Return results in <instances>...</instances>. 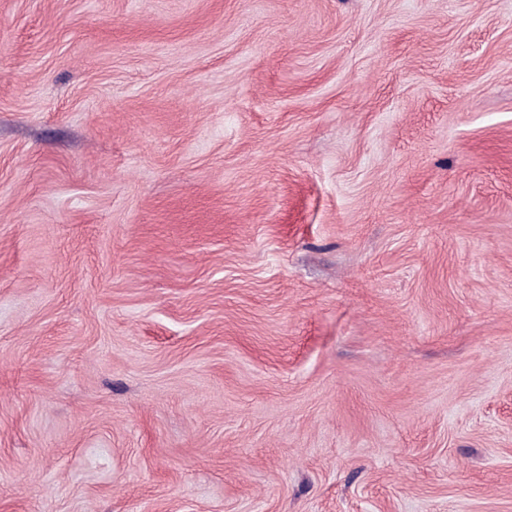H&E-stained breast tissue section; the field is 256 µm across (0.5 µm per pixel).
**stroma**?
I'll list each match as a JSON object with an SVG mask.
<instances>
[{
	"mask_svg": "<svg viewBox=\"0 0 512 512\" xmlns=\"http://www.w3.org/2000/svg\"><path fill=\"white\" fill-rule=\"evenodd\" d=\"M0 512H512V0H0Z\"/></svg>",
	"mask_w": 512,
	"mask_h": 512,
	"instance_id": "1",
	"label": "stroma"
}]
</instances>
